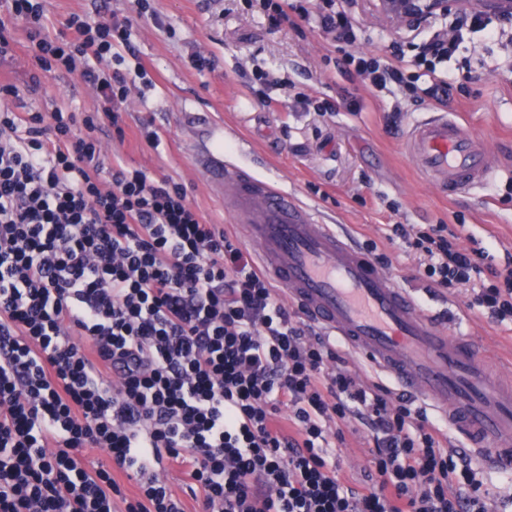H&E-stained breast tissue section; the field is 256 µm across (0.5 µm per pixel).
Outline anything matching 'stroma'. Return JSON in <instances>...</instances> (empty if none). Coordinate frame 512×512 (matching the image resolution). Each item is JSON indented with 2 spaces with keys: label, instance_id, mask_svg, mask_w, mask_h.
<instances>
[{
  "label": "stroma",
  "instance_id": "stroma-1",
  "mask_svg": "<svg viewBox=\"0 0 512 512\" xmlns=\"http://www.w3.org/2000/svg\"><path fill=\"white\" fill-rule=\"evenodd\" d=\"M149 4V13L142 15L134 0H48L44 33L53 39L73 37L67 19L74 12L93 16L105 9L127 17L133 54L126 62H142L155 82L146 95H131L124 138L108 126L101 132V180L111 183L118 166L168 177L184 186L207 223L241 235L240 224L225 213L223 201L210 193L195 167L210 127L221 125L224 151L235 163L323 212L360 244L376 242L391 261L389 273L413 289L422 308L469 319L487 370L502 384L512 385V331L469 310V291L427 287L418 277V255L384 238L385 226L392 222L446 224L457 230L465 247L479 245L496 255L512 252V199L505 195L512 181V84L490 74L493 68L512 65V27L499 41L480 32L469 34L448 64L449 69L479 75L450 88L447 110L484 140L495 165V177L487 186L449 196L424 179L403 147L413 121L432 111V104L417 105L400 95L375 96L344 71L341 51L318 24L274 29L247 11L243 0ZM349 8L360 20L355 49L369 51L393 41L391 29L364 0H351ZM5 26L16 53L0 61V76L23 87L37 66L22 21L9 18ZM198 52L212 59V68L200 72L191 66L190 58ZM259 67L293 82V89H252L251 73ZM298 93L336 104L337 110L326 115L305 111L294 101ZM6 104L17 112L49 113L65 107L81 113L94 111L97 98L74 75L42 79L36 91ZM395 104L402 123L392 133L385 115ZM148 130L160 136L158 147L146 142Z\"/></svg>",
  "mask_w": 512,
  "mask_h": 512
}]
</instances>
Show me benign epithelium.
Returning a JSON list of instances; mask_svg holds the SVG:
<instances>
[{
	"label": "benign epithelium",
	"instance_id": "7a95c632",
	"mask_svg": "<svg viewBox=\"0 0 512 512\" xmlns=\"http://www.w3.org/2000/svg\"><path fill=\"white\" fill-rule=\"evenodd\" d=\"M370 10L395 32L419 28L431 19L481 13L512 20V0H365Z\"/></svg>",
	"mask_w": 512,
	"mask_h": 512
}]
</instances>
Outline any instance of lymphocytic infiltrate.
<instances>
[{
  "mask_svg": "<svg viewBox=\"0 0 512 512\" xmlns=\"http://www.w3.org/2000/svg\"><path fill=\"white\" fill-rule=\"evenodd\" d=\"M245 4L274 27L318 19L371 91L448 100L454 38L421 43L422 88L401 48L352 51L357 20L336 0ZM47 11L0 0L35 50L32 84L79 74L98 107L0 109V512H186L160 476L169 461L199 512H491L443 429L366 384L181 185L123 167L100 181L103 125L122 131L132 86L154 82L126 66L128 19L71 13L67 41L43 35ZM384 237L423 255L429 287L470 288V310L512 326L511 253L491 263L445 224H391ZM355 420L374 446L351 484L333 443ZM89 448L107 463L87 468Z\"/></svg>",
  "mask_w": 512,
  "mask_h": 512,
  "instance_id": "f902f5d3",
  "label": "lymphocytic infiltrate"
}]
</instances>
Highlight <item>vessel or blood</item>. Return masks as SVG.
<instances>
[{"label":"vessel or blood","mask_w":512,"mask_h":512,"mask_svg":"<svg viewBox=\"0 0 512 512\" xmlns=\"http://www.w3.org/2000/svg\"><path fill=\"white\" fill-rule=\"evenodd\" d=\"M405 149L428 181L451 195L482 187L493 174L482 142L445 112L415 119ZM195 165L290 301L376 372L444 416L478 461L496 472L512 470V386L489 375L472 336L443 331L410 290L288 191L213 147L197 153Z\"/></svg>","instance_id":"b4317fda"}]
</instances>
